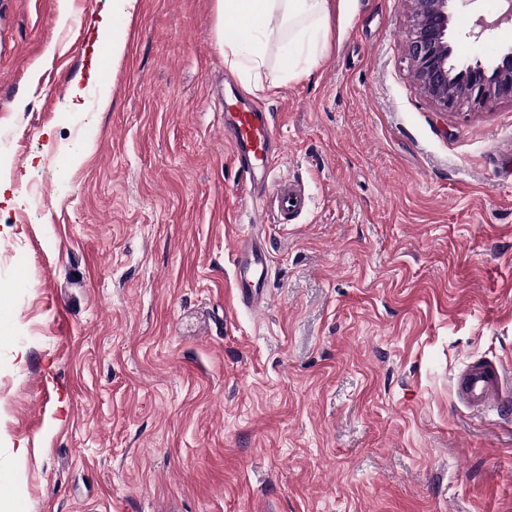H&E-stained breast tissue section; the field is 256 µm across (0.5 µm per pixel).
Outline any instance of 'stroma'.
I'll use <instances>...</instances> for the list:
<instances>
[{"label":"stroma","instance_id":"1","mask_svg":"<svg viewBox=\"0 0 512 512\" xmlns=\"http://www.w3.org/2000/svg\"><path fill=\"white\" fill-rule=\"evenodd\" d=\"M214 4L138 0L94 83L112 0H0V512H512V415L452 389L512 362V102L439 111L407 0H335L311 76L252 97L311 204L265 216L240 309ZM497 9L455 0L460 60L512 46L471 35ZM232 251L238 302L244 307L265 303L270 257L264 242L252 230L239 232L233 238Z\"/></svg>","mask_w":512,"mask_h":512}]
</instances>
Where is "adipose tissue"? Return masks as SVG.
<instances>
[{"label": "adipose tissue", "instance_id": "ef3b65f1", "mask_svg": "<svg viewBox=\"0 0 512 512\" xmlns=\"http://www.w3.org/2000/svg\"><path fill=\"white\" fill-rule=\"evenodd\" d=\"M138 0H113L112 14L94 24L97 41H109L113 62L125 50V22ZM333 0H215L214 32L224 62L250 92L264 89L271 38L281 43L285 81L307 77L327 51Z\"/></svg>", "mask_w": 512, "mask_h": 512}]
</instances>
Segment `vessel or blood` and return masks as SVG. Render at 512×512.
Returning <instances> with one entry per match:
<instances>
[{
  "label": "vessel or blood",
  "instance_id": "b4317fda",
  "mask_svg": "<svg viewBox=\"0 0 512 512\" xmlns=\"http://www.w3.org/2000/svg\"><path fill=\"white\" fill-rule=\"evenodd\" d=\"M224 133L251 191L264 197L263 207L254 212L253 223H262L269 210L282 224L308 210L310 200L304 190L288 178L272 176L280 155V135L264 106H225ZM232 251L238 302L246 307L265 303L270 257L264 242L255 233L241 232L233 239ZM454 391L470 415H502L512 406V365L486 357L470 360L455 375Z\"/></svg>",
  "mask_w": 512,
  "mask_h": 512
}]
</instances>
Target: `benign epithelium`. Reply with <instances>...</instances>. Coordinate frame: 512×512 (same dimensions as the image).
Returning a JSON list of instances; mask_svg holds the SVG:
<instances>
[{
  "label": "benign epithelium",
  "instance_id": "1",
  "mask_svg": "<svg viewBox=\"0 0 512 512\" xmlns=\"http://www.w3.org/2000/svg\"><path fill=\"white\" fill-rule=\"evenodd\" d=\"M412 24L407 51L410 77L443 112L472 108L487 100L512 101V47L492 62L462 63L449 37L455 0H408ZM512 23V0L489 21L480 16L477 35Z\"/></svg>",
  "mask_w": 512,
  "mask_h": 512
}]
</instances>
